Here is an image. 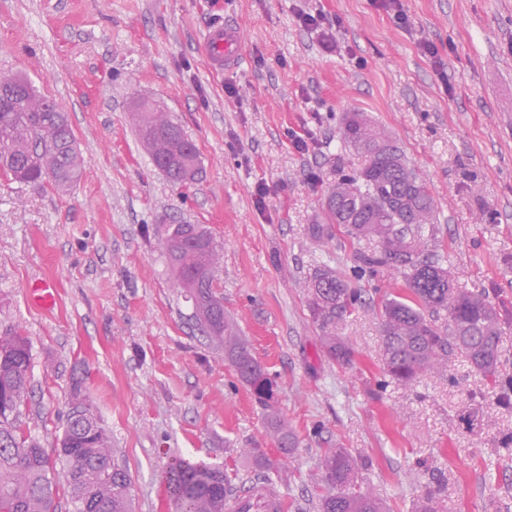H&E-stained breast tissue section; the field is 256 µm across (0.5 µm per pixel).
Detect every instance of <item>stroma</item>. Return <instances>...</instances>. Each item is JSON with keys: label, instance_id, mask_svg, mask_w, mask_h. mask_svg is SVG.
I'll return each mask as SVG.
<instances>
[{"label": "stroma", "instance_id": "1", "mask_svg": "<svg viewBox=\"0 0 512 512\" xmlns=\"http://www.w3.org/2000/svg\"><path fill=\"white\" fill-rule=\"evenodd\" d=\"M303 10L323 24L303 28ZM404 10L399 21L374 0H0V73L27 76L67 112L86 161L64 194L0 177V331L21 327L32 348L20 419L54 450L82 381L132 478L134 512H171L160 475L186 453L233 485L278 484L287 512H317L315 467L337 447L366 462L389 512H415L429 490L439 512H512V408L483 375L455 353L413 387L382 382L377 303L402 278L386 268L358 281L362 300L340 331L348 367L327 358L307 307L317 266L347 274L374 248L308 234L330 186L364 163L340 138L345 113L359 111L426 179L456 284L512 309V0ZM219 24L242 39L230 73L211 71L201 50ZM138 99L196 144L198 181L173 187L153 165L130 120ZM173 222L219 242L216 293L277 379L298 439L290 454L195 330L157 247ZM34 279L52 282L54 309L30 306ZM252 448L276 469H257Z\"/></svg>", "mask_w": 512, "mask_h": 512}]
</instances>
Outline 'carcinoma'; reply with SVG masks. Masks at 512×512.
<instances>
[{
  "instance_id": "1",
  "label": "carcinoma",
  "mask_w": 512,
  "mask_h": 512,
  "mask_svg": "<svg viewBox=\"0 0 512 512\" xmlns=\"http://www.w3.org/2000/svg\"><path fill=\"white\" fill-rule=\"evenodd\" d=\"M21 86L0 104V174L26 185L49 183L66 192L81 177L85 160L67 113L20 74H1L0 88ZM138 138L154 166L174 186L188 173L198 175L199 152L171 115L154 103L134 107ZM343 142L366 157L364 166L343 175L329 190L322 217L311 227L315 241L333 237L339 227L352 240H374L379 249L357 255L352 275L324 263L307 281V306L328 358L352 362L353 349L340 325L360 302L353 281L390 268L403 278L408 293L382 300L379 334L383 371L393 382L411 386L423 375L448 365L459 352L470 367L489 378L497 398L512 400V377L499 374L501 338L512 326V311L500 308L484 290L458 286L435 245L437 207L426 180L412 169L401 150L362 112H349ZM220 245L198 224H170L160 240L161 254L175 285L192 303L201 335L224 347V359L267 412L277 447L289 453L293 433L275 409L277 384L253 356L247 340L224 317V303L210 287L191 280L218 270ZM448 312L442 330L429 313ZM29 341L17 327L0 332V512H59L64 494L73 512H132V482L112 461V442L89 397L75 382L70 403L82 411L66 419L55 458L39 438L26 433L19 408L31 397ZM363 464L347 448H328L317 463L323 489L318 512H387L385 503L364 486ZM172 512H224L233 486L223 469L175 456L163 473Z\"/></svg>"
}]
</instances>
